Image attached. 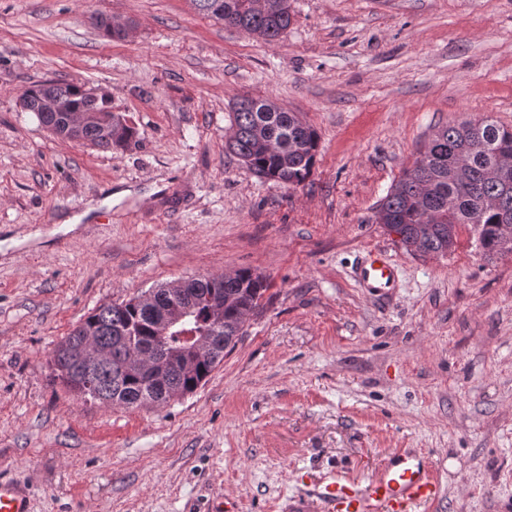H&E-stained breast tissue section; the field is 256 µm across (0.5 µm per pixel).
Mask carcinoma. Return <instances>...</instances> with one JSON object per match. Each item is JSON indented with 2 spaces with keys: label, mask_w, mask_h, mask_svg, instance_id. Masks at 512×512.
Here are the masks:
<instances>
[{
  "label": "carcinoma",
  "mask_w": 512,
  "mask_h": 512,
  "mask_svg": "<svg viewBox=\"0 0 512 512\" xmlns=\"http://www.w3.org/2000/svg\"><path fill=\"white\" fill-rule=\"evenodd\" d=\"M199 12L224 25L256 34L273 43L291 24L288 0H192ZM47 97L66 100L76 112L93 120L79 139L95 147L123 149L136 136L103 94L46 80L21 95L24 110L57 136L72 139L65 113L41 112ZM318 148L316 130L298 112H288L266 99L244 98L232 112L228 153L260 178L297 187L311 175ZM382 224L399 227L401 243L414 241L420 255L445 254L469 226L485 256L502 254L504 225H512V129L490 116L437 129L412 166L378 204ZM268 289L249 269L232 275H204L179 288L162 285L150 290V300L136 298L97 308L53 351V378L85 400L134 408L162 405L192 390L224 360L242 336V317L253 314ZM194 309L193 324L206 337L207 357L188 368L162 375L133 368V357L149 358L161 327L176 308Z\"/></svg>",
  "instance_id": "cac0c4a2"
}]
</instances>
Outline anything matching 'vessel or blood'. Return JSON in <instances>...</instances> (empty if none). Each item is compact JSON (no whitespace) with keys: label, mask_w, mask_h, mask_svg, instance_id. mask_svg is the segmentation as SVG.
Returning a JSON list of instances; mask_svg holds the SVG:
<instances>
[{"label":"vessel or blood","mask_w":512,"mask_h":512,"mask_svg":"<svg viewBox=\"0 0 512 512\" xmlns=\"http://www.w3.org/2000/svg\"><path fill=\"white\" fill-rule=\"evenodd\" d=\"M353 279L369 295L384 297L398 285L397 267L371 250L358 265ZM438 493V476L429 463L397 449L390 465L367 490H358L350 481L339 480L326 486L322 499L330 512H367L372 506L381 507L384 512H409L413 506L435 500ZM0 512H30L26 487L0 479Z\"/></svg>","instance_id":"b4317fda"}]
</instances>
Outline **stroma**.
Instances as JSON below:
<instances>
[{
	"mask_svg": "<svg viewBox=\"0 0 512 512\" xmlns=\"http://www.w3.org/2000/svg\"><path fill=\"white\" fill-rule=\"evenodd\" d=\"M290 4L269 44L191 0H0V478L28 482L31 512H288L334 476L366 487L397 448L436 465L414 512H512V254L464 230L413 255L377 217L438 128L512 127V0ZM100 13L137 29L107 38ZM49 79L107 94L135 145L51 133L20 106ZM244 97L317 131L305 183L226 152ZM374 248L398 266L383 298L352 277ZM243 268L270 287L194 393L113 408L52 380L98 307Z\"/></svg>",
	"mask_w": 512,
	"mask_h": 512,
	"instance_id": "stroma-1",
	"label": "stroma"
}]
</instances>
